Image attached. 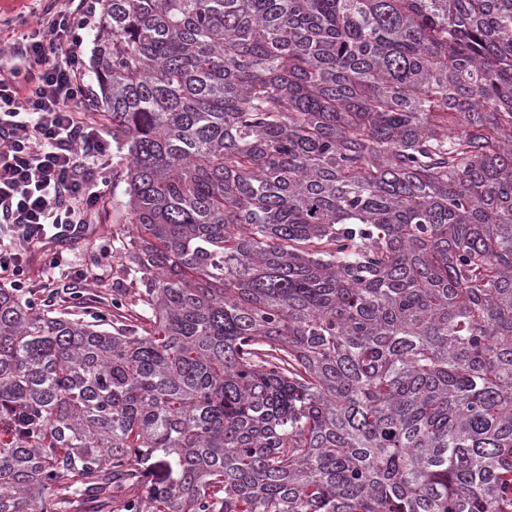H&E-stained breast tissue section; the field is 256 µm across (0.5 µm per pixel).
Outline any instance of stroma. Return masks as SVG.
Segmentation results:
<instances>
[{
	"label": "stroma",
	"mask_w": 512,
	"mask_h": 512,
	"mask_svg": "<svg viewBox=\"0 0 512 512\" xmlns=\"http://www.w3.org/2000/svg\"><path fill=\"white\" fill-rule=\"evenodd\" d=\"M127 200L124 183L105 180L90 224L84 225L81 232L51 242L50 248L60 261L59 267H50L40 250H32L24 264V285L31 289L35 304H42L49 291L70 286L83 294L95 293L103 297L104 304L100 310L92 309L86 313V320L91 321L98 315L111 313L115 276H122L127 287H135L137 276L129 271L122 250L129 230ZM72 269L84 274L83 282L71 284L67 274Z\"/></svg>",
	"instance_id": "1"
}]
</instances>
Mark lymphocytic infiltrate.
I'll return each mask as SVG.
<instances>
[{
  "label": "lymphocytic infiltrate",
  "mask_w": 512,
  "mask_h": 512,
  "mask_svg": "<svg viewBox=\"0 0 512 512\" xmlns=\"http://www.w3.org/2000/svg\"><path fill=\"white\" fill-rule=\"evenodd\" d=\"M96 0H49L37 34L0 50V280L23 271V256L49 230H77L100 198L98 174L110 144L91 115L75 15Z\"/></svg>",
  "instance_id": "f902f5d3"
}]
</instances>
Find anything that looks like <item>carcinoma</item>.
I'll use <instances>...</instances> for the list:
<instances>
[{"label": "carcinoma", "mask_w": 512, "mask_h": 512, "mask_svg": "<svg viewBox=\"0 0 512 512\" xmlns=\"http://www.w3.org/2000/svg\"><path fill=\"white\" fill-rule=\"evenodd\" d=\"M140 287L0 286V512H512V0H101Z\"/></svg>", "instance_id": "carcinoma-1"}]
</instances>
